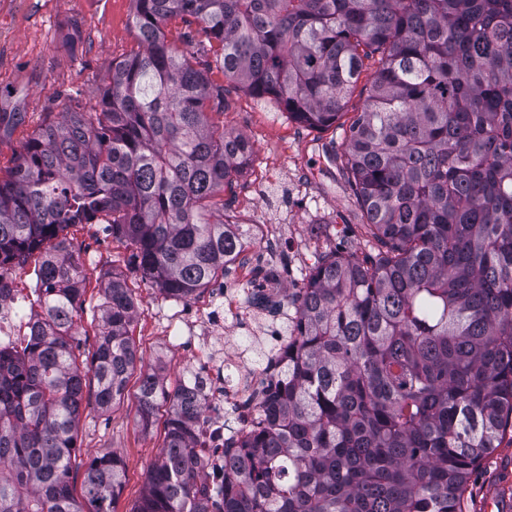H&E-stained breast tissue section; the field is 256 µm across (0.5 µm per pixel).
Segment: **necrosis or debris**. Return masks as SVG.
I'll return each mask as SVG.
<instances>
[{
    "mask_svg": "<svg viewBox=\"0 0 512 512\" xmlns=\"http://www.w3.org/2000/svg\"><path fill=\"white\" fill-rule=\"evenodd\" d=\"M232 265V278L216 284L213 299L205 306L186 301L164 313L160 327L166 330L170 343L175 347L195 346L198 356L192 370L202 386L197 400L199 409L191 420L193 446L203 463L200 475L213 485L224 477V444L241 440L254 426L263 421L261 392L267 384L265 371L241 375L232 382L224 377L225 371L239 370L240 358L224 355V316L242 313L238 301L240 286L250 280L247 258L237 254ZM28 288H9L0 299V344H20L29 335L30 315L28 304L32 301Z\"/></svg>",
    "mask_w": 512,
    "mask_h": 512,
    "instance_id": "obj_1",
    "label": "necrosis or debris"
}]
</instances>
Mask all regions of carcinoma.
<instances>
[{"instance_id":"obj_1","label":"carcinoma","mask_w":512,"mask_h":512,"mask_svg":"<svg viewBox=\"0 0 512 512\" xmlns=\"http://www.w3.org/2000/svg\"><path fill=\"white\" fill-rule=\"evenodd\" d=\"M138 50L97 104L46 119L0 178V268L39 254L30 340L0 347V512H116L123 462L78 460L83 404L124 397L140 362L138 304L112 275L89 365L77 363L85 279L67 230L102 224L130 271L191 298L238 252L224 188L249 141L224 130V86L165 27L197 23L224 78L315 129L336 125L377 64L341 168L364 256L324 255L286 296L288 382L211 494L189 418L142 374L138 417L168 403L165 438L131 512H465L472 471L512 424V0H132ZM0 143L27 113L1 108ZM83 468V498L72 471Z\"/></svg>"}]
</instances>
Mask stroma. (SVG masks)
<instances>
[{
    "label": "stroma",
    "instance_id": "1",
    "mask_svg": "<svg viewBox=\"0 0 512 512\" xmlns=\"http://www.w3.org/2000/svg\"><path fill=\"white\" fill-rule=\"evenodd\" d=\"M131 0H0V87L22 100L25 126L0 143V177L12 166L21 143L46 118L72 108H90L98 100L108 68L136 50L130 26ZM375 72L366 62L338 125L313 129L289 118L270 100H259L224 79L213 68L209 77L224 86L225 130L245 136L254 147V163L225 190L227 210L243 224L278 225L282 244L275 253H258V265L282 267L280 286L263 318L281 321L276 304L302 287L321 255L351 254L363 247L362 212L339 167L318 181L309 180L315 150L340 153L348 127L360 112ZM71 250L86 280L84 310L76 319L74 351L90 361L98 327L93 314L113 274L125 275L138 299L133 338L143 357L140 373L161 369L167 388H175L192 352L171 348L155 318L168 300L157 288L129 273L124 247L99 224L69 228ZM138 380L130 378L124 398L110 410L84 405L78 426L82 457L116 453L124 466L117 512H131L142 495L145 477L164 440L163 424L143 429L137 421ZM467 512H512V427L497 450L472 475Z\"/></svg>",
    "mask_w": 512,
    "mask_h": 512
}]
</instances>
